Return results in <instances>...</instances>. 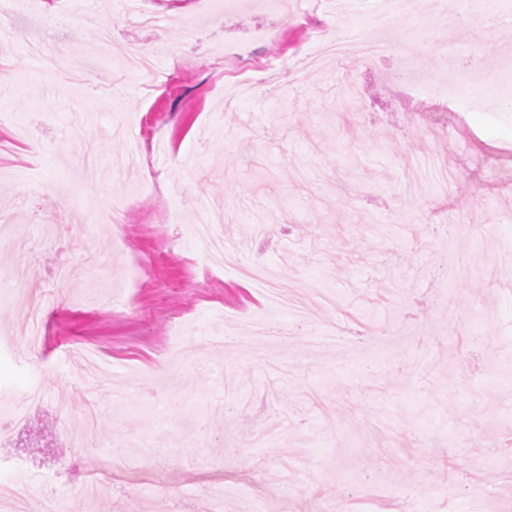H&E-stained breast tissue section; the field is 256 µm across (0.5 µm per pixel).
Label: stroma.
<instances>
[{"label": "stroma", "mask_w": 512, "mask_h": 512, "mask_svg": "<svg viewBox=\"0 0 512 512\" xmlns=\"http://www.w3.org/2000/svg\"><path fill=\"white\" fill-rule=\"evenodd\" d=\"M381 0H239L221 27L207 9L145 25L125 0H76L47 24L34 0H11L0 28V170L30 169L24 188L0 177V285L22 278L56 293L42 313V353L19 335L21 301L0 299V402L20 404L27 428L6 463L21 465L35 497L83 512L79 491L117 443L169 435L174 463L127 457L101 512H160L175 494L194 505L209 473L223 482L227 512L242 498L304 495L326 508L363 487L408 500L419 512H471L477 498L512 512V29L481 14H512V0H410L393 20L414 40L374 27ZM386 45L371 65L331 59L306 68L334 19ZM65 47L83 70L58 74L28 54ZM162 48L154 66L168 84L147 89L119 67L129 44ZM275 61L265 88L236 95L224 49ZM477 56L498 79L474 105ZM432 90L454 86L446 111L416 118L393 75L405 58ZM105 82H95V75ZM302 98L282 108V87ZM448 186L415 193L406 166ZM126 208L121 240L45 227L89 208ZM262 252L297 288L288 309L269 306L246 267L211 268L193 226L199 217ZM107 295L111 305L80 302ZM266 321L287 343L253 337ZM249 337L239 348L220 335ZM97 344L132 378L122 410L102 402L57 413L56 396L88 372L79 344ZM180 394L160 395L156 376L182 356ZM281 436L254 440L264 421ZM89 454L68 467L65 437ZM484 462L474 475L470 460Z\"/></svg>", "instance_id": "stroma-1"}]
</instances>
